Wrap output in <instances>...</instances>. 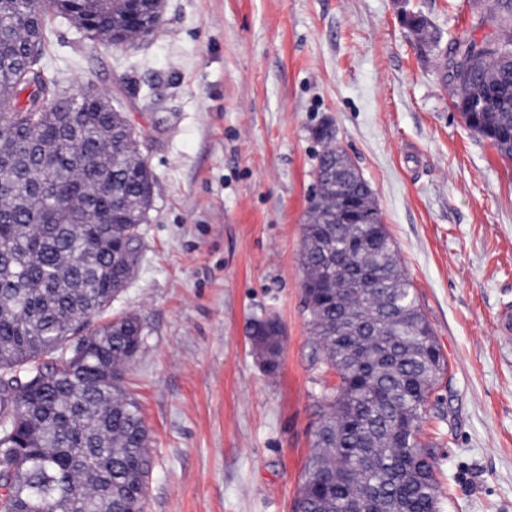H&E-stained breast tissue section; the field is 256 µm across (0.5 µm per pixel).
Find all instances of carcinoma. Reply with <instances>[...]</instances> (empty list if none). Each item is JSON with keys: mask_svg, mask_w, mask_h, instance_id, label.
<instances>
[{"mask_svg": "<svg viewBox=\"0 0 512 512\" xmlns=\"http://www.w3.org/2000/svg\"><path fill=\"white\" fill-rule=\"evenodd\" d=\"M463 33L448 70L467 126L512 159V0ZM122 20L125 0H84ZM55 0H0V512H146L150 435L124 387L142 324L111 316L136 268L155 176L124 113L41 65ZM303 224L309 325L338 383L323 395L294 512H439L419 437L447 371L371 186L327 125ZM279 320L252 337L279 346Z\"/></svg>", "mask_w": 512, "mask_h": 512, "instance_id": "1", "label": "carcinoma"}]
</instances>
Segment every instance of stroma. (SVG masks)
Returning <instances> with one entry per match:
<instances>
[{
    "label": "stroma",
    "mask_w": 512,
    "mask_h": 512,
    "mask_svg": "<svg viewBox=\"0 0 512 512\" xmlns=\"http://www.w3.org/2000/svg\"><path fill=\"white\" fill-rule=\"evenodd\" d=\"M427 20L411 30L403 12ZM472 0H165L138 45L67 20L42 63L93 86L145 139L156 176L138 267L113 302L143 325L126 375L150 433L147 512H293L318 404L337 384L299 257L319 144L371 186L448 371L421 439L442 512H512V160L454 108L453 40ZM284 330L276 373L254 319Z\"/></svg>",
    "instance_id": "1"
}]
</instances>
